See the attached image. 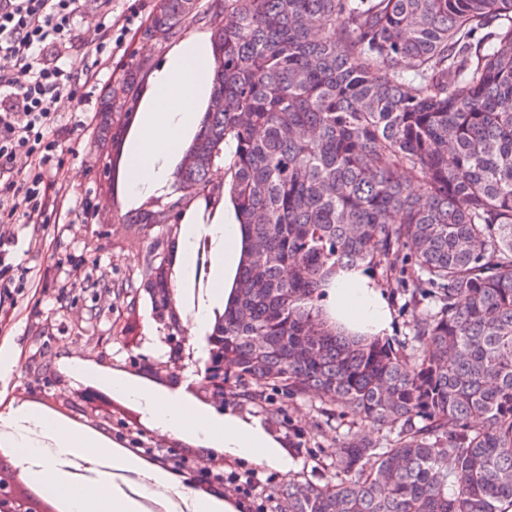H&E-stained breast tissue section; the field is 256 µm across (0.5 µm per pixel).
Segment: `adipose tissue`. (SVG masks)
<instances>
[{
	"label": "adipose tissue",
	"mask_w": 512,
	"mask_h": 512,
	"mask_svg": "<svg viewBox=\"0 0 512 512\" xmlns=\"http://www.w3.org/2000/svg\"><path fill=\"white\" fill-rule=\"evenodd\" d=\"M215 68L209 37L192 36L173 47L164 63L151 72L150 90L138 107V133L128 153L127 193L132 201L161 193L169 186L185 138L206 109ZM200 219L195 210L184 212L182 221L190 230L183 235L180 247L184 254H191L194 239L203 234L223 245V261L214 270L211 298L232 302L237 294L235 277L250 242L231 201L217 205L209 224H201ZM323 292L325 314L338 330L371 338L391 332L390 304L363 270L339 272ZM112 385L120 394L137 401L161 432H187L219 444L229 459H242L283 473L291 467L285 442L257 416L230 410L225 412L223 423L217 424L178 395L148 392L120 379L113 380ZM42 427L59 453L76 452L90 463L104 453L99 442L86 438L79 429L52 421L43 422ZM14 446L20 463L30 465L33 481L64 500L69 512H137V501L110 492V473L99 471L77 484L42 459L40 450L26 440H17Z\"/></svg>",
	"instance_id": "adipose-tissue-1"
}]
</instances>
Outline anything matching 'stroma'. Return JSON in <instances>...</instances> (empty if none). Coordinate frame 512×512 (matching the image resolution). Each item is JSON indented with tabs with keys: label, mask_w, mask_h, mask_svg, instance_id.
<instances>
[{
	"label": "stroma",
	"mask_w": 512,
	"mask_h": 512,
	"mask_svg": "<svg viewBox=\"0 0 512 512\" xmlns=\"http://www.w3.org/2000/svg\"><path fill=\"white\" fill-rule=\"evenodd\" d=\"M156 0H112V32L121 35L107 64H96L94 55L81 51L65 57L68 65L96 68L90 113H97L102 95L136 60L159 67L168 46L144 39L141 32ZM67 132L63 137L64 184L67 210L59 223L18 226V248L27 267L67 263L78 255L98 277L96 287L72 280L51 284L46 291L26 294L17 301L11 321L0 325V418L13 417L19 406H32L34 399L51 401L65 414L82 418L94 415L95 404L86 402L83 391L97 386L100 375L112 373L130 380L134 371L146 368L159 377L164 390L184 396L192 407L215 420H223L229 408L260 416L287 446L303 443L289 474L260 468V497L266 512H278L275 489L288 478L317 479L323 463L307 456L310 448L333 453L348 432H363V424L348 418L325 421L319 400L308 397L292 401L275 393L266 399L246 402L238 398L234 380L224 384L223 396L201 384L200 374L208 359L205 342H168V328L157 317L147 292H140L135 305L116 298L114 284L141 281L147 263H160L167 253V229L155 227L143 233L129 222L127 208L109 206L105 193L109 182L102 171L101 152L95 141L96 126H84L83 116L67 112L61 117ZM93 217H82L83 209ZM62 361L67 370L63 381L38 377L30 362ZM113 428L133 434L151 445L179 456L193 453V479L207 475L209 462L202 443L186 433H163L149 417L128 404L112 408Z\"/></svg>",
	"instance_id": "1"
}]
</instances>
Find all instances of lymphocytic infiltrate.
<instances>
[{
  "instance_id": "lymphocytic-infiltrate-1",
  "label": "lymphocytic infiltrate",
  "mask_w": 512,
  "mask_h": 512,
  "mask_svg": "<svg viewBox=\"0 0 512 512\" xmlns=\"http://www.w3.org/2000/svg\"><path fill=\"white\" fill-rule=\"evenodd\" d=\"M80 0H0V305L60 280L55 268L18 279L14 226L43 224L65 201L62 103L81 112L94 73L63 64L74 46Z\"/></svg>"
}]
</instances>
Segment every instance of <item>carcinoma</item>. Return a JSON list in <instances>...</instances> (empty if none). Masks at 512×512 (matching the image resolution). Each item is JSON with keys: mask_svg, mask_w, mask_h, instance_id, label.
Instances as JSON below:
<instances>
[{"mask_svg": "<svg viewBox=\"0 0 512 512\" xmlns=\"http://www.w3.org/2000/svg\"><path fill=\"white\" fill-rule=\"evenodd\" d=\"M199 0H157L180 37ZM214 105L173 177L251 242L239 300L206 334L248 401L313 397L346 434L323 482L280 512H512V0H224ZM134 113L102 96L97 137ZM235 143L226 188L210 183ZM380 269L407 297L410 350L328 324L322 287ZM176 325L181 268L151 278Z\"/></svg>", "mask_w": 512, "mask_h": 512, "instance_id": "obj_1", "label": "carcinoma"}]
</instances>
